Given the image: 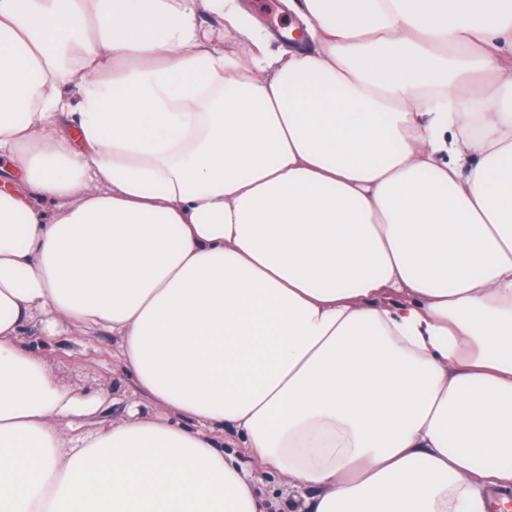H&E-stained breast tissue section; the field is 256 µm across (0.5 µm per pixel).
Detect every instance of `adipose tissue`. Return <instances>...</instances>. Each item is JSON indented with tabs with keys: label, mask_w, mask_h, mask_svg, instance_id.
<instances>
[{
	"label": "adipose tissue",
	"mask_w": 512,
	"mask_h": 512,
	"mask_svg": "<svg viewBox=\"0 0 512 512\" xmlns=\"http://www.w3.org/2000/svg\"><path fill=\"white\" fill-rule=\"evenodd\" d=\"M288 7L0 0V512L512 504V0ZM63 325L155 413L67 435Z\"/></svg>",
	"instance_id": "adipose-tissue-1"
}]
</instances>
